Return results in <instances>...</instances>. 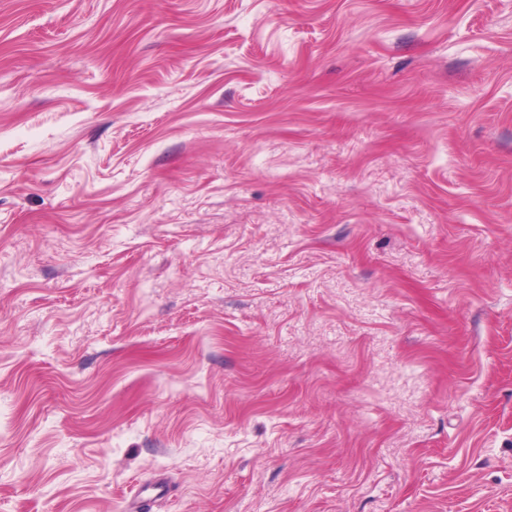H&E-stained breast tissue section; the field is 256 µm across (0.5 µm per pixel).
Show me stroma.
Returning a JSON list of instances; mask_svg holds the SVG:
<instances>
[{
  "mask_svg": "<svg viewBox=\"0 0 512 512\" xmlns=\"http://www.w3.org/2000/svg\"><path fill=\"white\" fill-rule=\"evenodd\" d=\"M136 499L512 512V0H0V512Z\"/></svg>",
  "mask_w": 512,
  "mask_h": 512,
  "instance_id": "obj_1",
  "label": "stroma"
}]
</instances>
